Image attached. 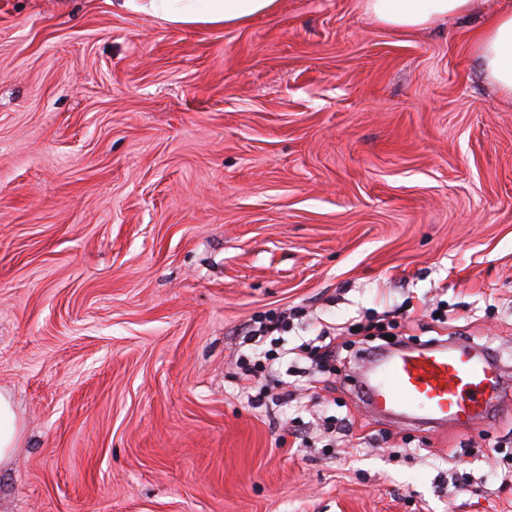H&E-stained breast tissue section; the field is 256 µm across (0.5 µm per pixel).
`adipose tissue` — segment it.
<instances>
[{
    "label": "adipose tissue",
    "instance_id": "ef3b65f1",
    "mask_svg": "<svg viewBox=\"0 0 512 512\" xmlns=\"http://www.w3.org/2000/svg\"><path fill=\"white\" fill-rule=\"evenodd\" d=\"M473 0H363L375 21L400 32L425 27L438 18L466 16ZM113 7L144 12L180 26L241 25L272 12L278 0H113ZM472 52L486 80L512 100V9L488 16L473 31Z\"/></svg>",
    "mask_w": 512,
    "mask_h": 512
}]
</instances>
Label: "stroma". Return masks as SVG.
Here are the masks:
<instances>
[{
	"label": "stroma",
	"mask_w": 512,
	"mask_h": 512,
	"mask_svg": "<svg viewBox=\"0 0 512 512\" xmlns=\"http://www.w3.org/2000/svg\"><path fill=\"white\" fill-rule=\"evenodd\" d=\"M501 4L399 33L0 0V512H512V102L470 46ZM431 339L499 364L489 421L365 407L370 352ZM20 434V424L9 395L0 392V465L10 458Z\"/></svg>",
	"instance_id": "stroma-1"
}]
</instances>
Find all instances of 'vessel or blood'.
<instances>
[{
    "label": "vessel or blood",
    "instance_id": "vessel-or-blood-1",
    "mask_svg": "<svg viewBox=\"0 0 512 512\" xmlns=\"http://www.w3.org/2000/svg\"><path fill=\"white\" fill-rule=\"evenodd\" d=\"M372 408L423 425H472L500 401L497 367L467 346L400 349L367 363L363 378Z\"/></svg>",
    "mask_w": 512,
    "mask_h": 512
}]
</instances>
